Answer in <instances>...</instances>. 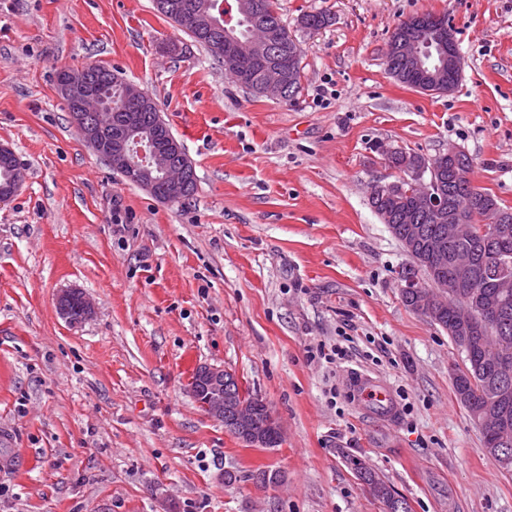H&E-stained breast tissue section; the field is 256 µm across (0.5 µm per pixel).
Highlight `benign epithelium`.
Segmentation results:
<instances>
[{"mask_svg":"<svg viewBox=\"0 0 512 512\" xmlns=\"http://www.w3.org/2000/svg\"><path fill=\"white\" fill-rule=\"evenodd\" d=\"M253 3L249 0H235V5H226L224 24L233 25L239 15L252 13ZM186 21L196 29L208 34L223 35L211 26L208 14L196 9L193 3L183 4ZM224 60L226 66L235 72L238 84L245 89H253L251 72L258 65L264 70L263 83L258 87L266 98L279 100L286 88L285 60L271 46L257 43L247 49L231 39L225 41ZM387 51L402 59L403 70L392 74L398 80L406 74L414 78L415 89L425 87L451 93L461 74V57L453 26L443 18L428 19L422 14L404 20L402 31L389 38ZM95 66L86 65L80 69L62 68L57 73V90L63 101L74 106L73 119L85 144L125 179L135 184L157 199L177 203L181 201L188 182L195 176V169L183 147L169 143L170 136L164 133L165 123H160L154 131L150 155L136 146L133 138L139 128L137 105L145 92L137 85L127 83L123 99L112 105L110 120H98L102 108L101 95L91 82ZM442 168L433 159L413 153L407 157L403 176L398 182L378 183L377 190L390 193L395 190L414 193L425 210L441 215L448 222L451 234H467L471 227L448 217L441 190ZM24 174L20 165L13 166L9 178L0 184V202L11 199L18 191ZM77 297L80 314H73L67 300ZM56 307L59 315L71 326H77L94 314V304L87 294L77 288L63 290L57 296ZM190 393L204 412L210 417L224 421V368L215 365H202L192 384Z\"/></svg>","mask_w":512,"mask_h":512,"instance_id":"obj_1","label":"benign epithelium"}]
</instances>
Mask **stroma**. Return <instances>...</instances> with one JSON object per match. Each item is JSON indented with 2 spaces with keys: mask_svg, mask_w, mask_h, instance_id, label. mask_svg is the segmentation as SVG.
<instances>
[{
  "mask_svg": "<svg viewBox=\"0 0 512 512\" xmlns=\"http://www.w3.org/2000/svg\"><path fill=\"white\" fill-rule=\"evenodd\" d=\"M302 51L293 100L236 84L153 0H0V144L24 170L0 204V512H380L362 459L411 512H512V471L453 393L463 355L402 301L400 243L370 205L380 151L456 144L512 208V0H278ZM330 15L316 31L307 12ZM456 30L447 95L389 74L405 18ZM117 71L158 104L197 185L164 203L82 140L64 67ZM66 288L95 303L77 327ZM338 345L342 359L310 357ZM233 373L278 418L255 448L201 410L197 366ZM365 372L400 412L366 413ZM275 472L261 485L257 472ZM232 480H225V473ZM73 296L77 297L79 301L76 298H73L68 302V305L73 311H76L80 303L81 311L79 315H74L72 310L67 305V300H70ZM56 307L61 318L71 326L80 325L90 319L93 316L95 309L93 302L87 296V294L77 288L65 289L60 294H58Z\"/></svg>",
  "mask_w": 512,
  "mask_h": 512,
  "instance_id": "35a3bbf8",
  "label": "stroma"
}]
</instances>
